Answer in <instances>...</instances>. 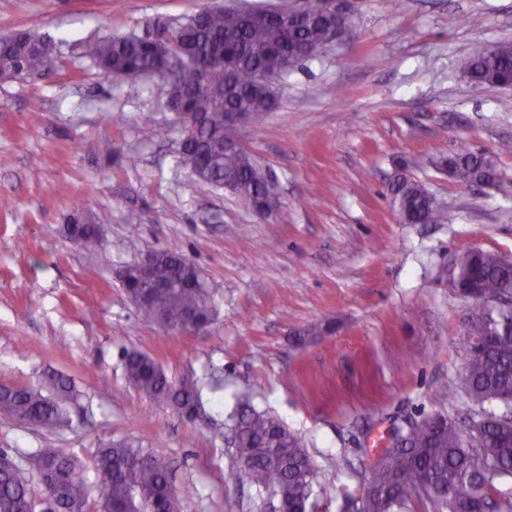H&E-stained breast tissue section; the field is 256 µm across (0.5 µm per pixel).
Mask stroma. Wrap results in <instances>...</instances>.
<instances>
[{"mask_svg":"<svg viewBox=\"0 0 512 512\" xmlns=\"http://www.w3.org/2000/svg\"><path fill=\"white\" fill-rule=\"evenodd\" d=\"M213 0H0V36L51 38L57 66L35 81L0 79V385L71 379L73 423L54 432L0 412V448L79 457L88 485L101 443L158 448L194 495L182 512H264L248 481L225 474L232 448L209 426L126 382L123 356L149 355L172 380L197 381L211 423L247 391L300 435L342 512L388 431L445 408L442 386L464 365L467 303L437 270L467 248L512 257V88L472 85L458 61L474 43L512 38V0H353L355 37L291 70L276 108L239 137L281 184L287 221L256 215L177 164L180 132L160 78H106L87 40L144 34ZM163 127L153 141L141 131ZM111 154L99 153L102 142ZM494 155L504 178L466 187L430 167L459 146ZM137 166L126 164L127 156ZM406 164L442 203L437 224L400 223L387 185ZM80 214L100 249L75 245ZM178 247L206 281L199 333L144 318L119 274ZM336 331L295 347L291 334L328 320ZM448 409V408H445ZM459 424L481 414L460 396Z\"/></svg>","mask_w":512,"mask_h":512,"instance_id":"obj_1","label":"stroma"}]
</instances>
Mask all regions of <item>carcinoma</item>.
Here are the masks:
<instances>
[{"label": "carcinoma", "instance_id": "cac0c4a2", "mask_svg": "<svg viewBox=\"0 0 512 512\" xmlns=\"http://www.w3.org/2000/svg\"><path fill=\"white\" fill-rule=\"evenodd\" d=\"M309 19L286 24L281 17L257 23L242 11L215 7L179 22L171 40L156 42L138 35H108L83 44V54L105 74L117 79H141L150 74H174L171 110L194 112L201 119L198 135L182 144L179 165L196 180L230 189L251 202L263 197L277 200L279 184L244 147L224 148V113L249 112L259 121L276 105L275 88L259 80L263 73L283 76L285 61L297 64L325 52L328 28L317 9ZM43 37L17 31L0 37V69L7 78L36 80L48 73V64L37 47ZM458 68L478 86L504 87L512 81V40L494 51L476 45L459 60ZM431 165L452 179L470 185L499 172L495 157L462 146ZM389 198L402 220L417 224L438 217L434 196L426 186L402 171L388 185ZM71 238L91 251L99 243L96 225L75 221ZM152 287L142 290L137 309L165 331L188 312L207 319L210 309L200 270L177 248L154 253ZM454 277L475 282V297L468 336L484 340L482 349L463 344V370L444 385L442 395L454 405L465 393L479 405L500 403L512 407V307L493 301L512 289V258L497 252L468 248L454 258ZM128 384L150 399L172 407L183 418L201 403L191 379L173 382L148 355L133 351L124 356ZM52 389L45 395L31 385L5 386L0 390V412L46 431L69 425L67 401L73 399L70 380L56 372L45 375ZM509 413H485L473 420L477 433L464 431L447 413L437 411L399 431V445L381 450L369 468V487L359 496V512H410L412 503L430 504L433 512H483L487 504L496 512H512V494L497 483L512 478V425ZM227 419L236 463L227 480L246 476L252 486L272 493L288 512H316L323 499L336 497L334 485L320 479L302 438L267 411L235 396ZM96 486L102 508L130 512H180L181 501L191 497L190 486L176 487L169 480L170 464L154 448L130 440L109 441L96 450ZM58 476L44 491L59 509L87 512L89 488L81 461L56 448H38L13 469H0V512H33L26 470Z\"/></svg>", "mask_w": 512, "mask_h": 512}]
</instances>
